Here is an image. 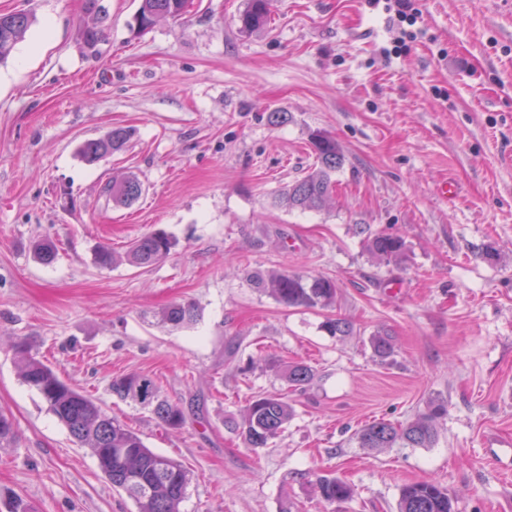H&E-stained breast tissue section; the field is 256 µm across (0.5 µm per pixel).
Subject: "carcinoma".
<instances>
[{
    "label": "carcinoma",
    "instance_id": "carcinoma-1",
    "mask_svg": "<svg viewBox=\"0 0 512 512\" xmlns=\"http://www.w3.org/2000/svg\"><path fill=\"white\" fill-rule=\"evenodd\" d=\"M187 0H140L130 28L139 31L150 28L163 18H178L185 12ZM271 0H246L238 16L239 29L253 33L263 30L270 17ZM84 20L80 28L82 47L89 53L98 52V46L107 38L108 8L104 0H83ZM34 17L27 12L0 13V62L7 59L13 47L30 30ZM132 136V130L115 127L103 137L85 141L79 154L86 164L93 165L102 157L122 151ZM315 156L314 166L304 177L296 180L288 191L276 198V203L288 210H319L332 191L334 173L343 164V156L336 141L317 131L310 136ZM112 203L129 206L142 194L141 182L132 175L114 177L102 187ZM177 245L176 239L163 230L146 234L128 247L124 260L131 266H149L167 256ZM370 252L379 259L392 262L404 251L402 239L388 233H376L367 240ZM250 285L270 290L271 295L289 307L328 309L336 306L338 287L329 278H310L297 272L284 271L264 274L247 273ZM196 306L178 303L161 312V321L176 327L197 321ZM375 354L384 359L393 352V340L388 335L372 338ZM22 382L35 390L47 410L68 430L75 442L88 448L96 457L99 468L112 483L134 501L137 512H181L187 495L191 473L185 464L173 457L147 447L141 436L128 425L112 416L87 392L63 380L57 372L32 352L24 339L13 346ZM311 367L294 363L285 370L288 385L297 388L310 380ZM112 394L122 401H131L152 408L163 427L181 429L187 420L184 410L176 403L158 399L155 381L144 375L128 374L112 380ZM447 407L434 405L428 413L405 425L380 420L357 432L365 448H390L403 442L413 448H425L435 440L434 420ZM293 416V407L285 394L258 396L246 407L241 435L249 448H265L284 431ZM12 416L0 411V444L14 440ZM315 477L314 485L320 497L337 507L348 502L353 489L347 483L330 475L305 472L301 479ZM398 512H453L448 490L429 481L412 483L401 489Z\"/></svg>",
    "mask_w": 512,
    "mask_h": 512
}]
</instances>
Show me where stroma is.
Segmentation results:
<instances>
[{
  "label": "stroma",
  "mask_w": 512,
  "mask_h": 512,
  "mask_svg": "<svg viewBox=\"0 0 512 512\" xmlns=\"http://www.w3.org/2000/svg\"><path fill=\"white\" fill-rule=\"evenodd\" d=\"M180 19L137 32L138 0H107L97 56L78 39L83 0H0L37 21L0 64V410L16 439L0 448V512H137L113 491L24 385L10 342L28 338L192 480L182 512H332L299 473L352 484L343 512H397L404 485L433 480L454 512H512V9L504 0H417L415 39L384 0H274L268 26L239 29L245 0H192ZM275 112L287 113L273 122ZM132 128L122 152L85 164L78 147ZM321 131L344 156L319 211L275 198L315 162ZM135 175L131 206L103 184ZM455 193L438 192L443 181ZM164 230L161 261L103 268ZM385 231L405 243L385 262L365 247ZM57 246L53 262L35 243ZM336 281L330 310L290 308L246 271ZM193 302L197 322L157 314ZM329 318L352 323L328 333ZM395 349L379 360L373 334ZM314 371L289 389L284 368ZM151 377L187 422L167 432L151 408L113 396V378ZM287 394L295 415L251 450L241 415ZM432 401L448 411L426 448H364L365 424L407 423Z\"/></svg>",
  "instance_id": "1"
}]
</instances>
